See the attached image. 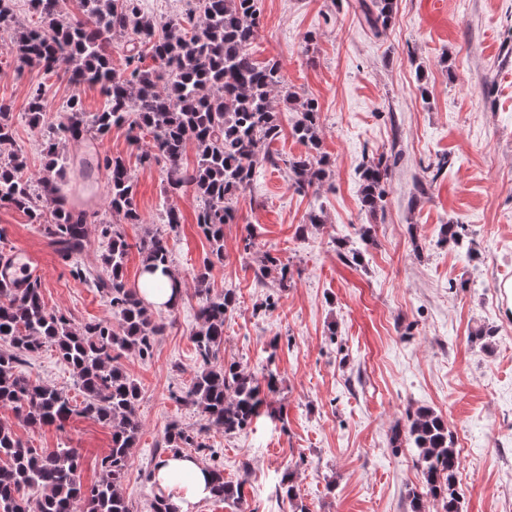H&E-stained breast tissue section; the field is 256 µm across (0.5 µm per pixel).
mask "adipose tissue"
Instances as JSON below:
<instances>
[{"label":"adipose tissue","instance_id":"obj_1","mask_svg":"<svg viewBox=\"0 0 512 512\" xmlns=\"http://www.w3.org/2000/svg\"><path fill=\"white\" fill-rule=\"evenodd\" d=\"M152 483L174 505L176 512H196L197 505L211 496L208 468L196 457H168L156 468Z\"/></svg>","mask_w":512,"mask_h":512}]
</instances>
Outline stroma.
<instances>
[{
  "label": "stroma",
  "mask_w": 512,
  "mask_h": 512,
  "mask_svg": "<svg viewBox=\"0 0 512 512\" xmlns=\"http://www.w3.org/2000/svg\"><path fill=\"white\" fill-rule=\"evenodd\" d=\"M260 10L251 52L278 60L289 87L318 103L327 177L305 194L291 187L287 161L306 147L292 134L293 112L283 111L279 138L263 147L275 164L256 169L239 193L237 223L224 227V264L211 290L233 291L237 304L221 355L257 379L277 378L267 408L245 431L227 437L205 429L204 416L182 399L200 366L193 273L209 249L195 223V196L167 198L163 166L139 164L149 136L135 144L122 127L95 144L125 158L133 175L139 220L123 226L129 243L164 229L166 207L183 216L172 236L183 299L162 312L166 330L151 358L120 359L141 388L142 432L123 483L132 512H150L146 473L174 420L202 429L198 459L243 488L240 502L207 499L196 512H293L278 494L289 470L309 512H411L417 453L392 447L390 438L422 407L441 414L453 433L462 512H512V0H396L379 35L356 0H260ZM39 87L49 121L59 122L76 90L67 65L53 74L21 69L0 52V102L19 116L15 144L31 175L46 158L40 133L20 116ZM76 91L85 111L103 110L98 87ZM380 153L397 163L383 207L371 216L360 209V176ZM442 157L448 167L432 177ZM313 209L322 224H307ZM449 222L468 227L475 259L440 244ZM363 224L372 229L365 243ZM340 239L360 249V262L339 257ZM16 250L38 259L50 311L76 325L110 317L92 280L74 277L38 225L0 203V252ZM267 252L287 263V287L259 282ZM269 295L275 305L266 311L260 304ZM484 327L495 334L482 344L474 335ZM22 371L81 404L72 370L54 350L30 357ZM0 421L30 447L77 449L87 486L112 445L111 426L82 416L61 429L30 426L0 407Z\"/></svg>",
  "instance_id": "35a3bbf8"
}]
</instances>
